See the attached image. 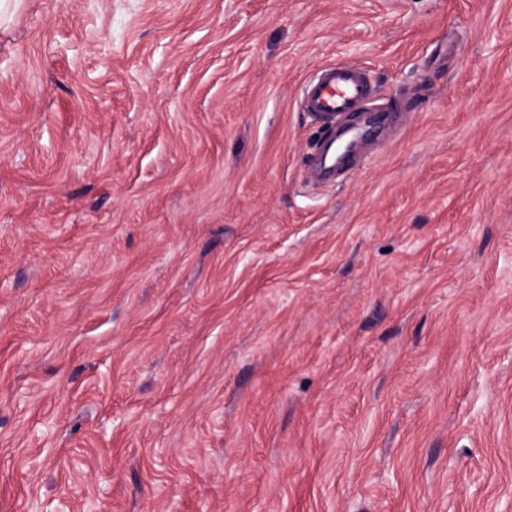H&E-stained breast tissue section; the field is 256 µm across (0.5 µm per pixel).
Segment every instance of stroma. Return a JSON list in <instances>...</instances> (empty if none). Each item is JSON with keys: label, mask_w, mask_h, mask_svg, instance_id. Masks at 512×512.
Returning <instances> with one entry per match:
<instances>
[{"label": "stroma", "mask_w": 512, "mask_h": 512, "mask_svg": "<svg viewBox=\"0 0 512 512\" xmlns=\"http://www.w3.org/2000/svg\"><path fill=\"white\" fill-rule=\"evenodd\" d=\"M337 62L405 111L320 185ZM0 512H512V0H28Z\"/></svg>", "instance_id": "stroma-1"}]
</instances>
